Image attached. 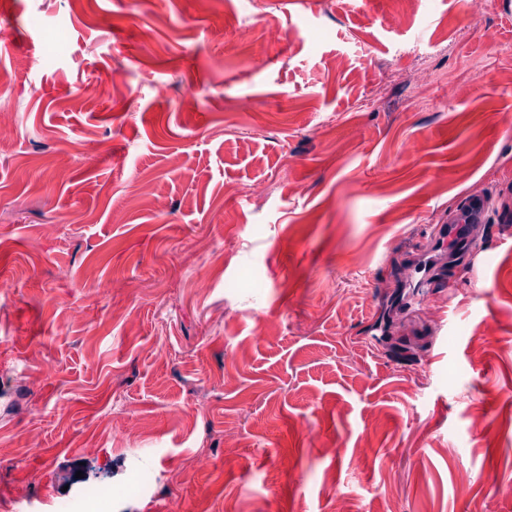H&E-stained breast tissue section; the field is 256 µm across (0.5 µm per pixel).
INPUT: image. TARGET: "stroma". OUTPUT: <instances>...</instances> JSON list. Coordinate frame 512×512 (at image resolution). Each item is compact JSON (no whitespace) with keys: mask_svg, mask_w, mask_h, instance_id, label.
I'll use <instances>...</instances> for the list:
<instances>
[{"mask_svg":"<svg viewBox=\"0 0 512 512\" xmlns=\"http://www.w3.org/2000/svg\"><path fill=\"white\" fill-rule=\"evenodd\" d=\"M0 104V512H512V0H0ZM483 213V203L479 199L472 198L459 212L457 217L448 225L435 227V233L438 240L442 243L449 240L456 246L462 245L469 227L468 224H472L480 220ZM70 512H111L112 495L102 493L97 496L81 494L68 505Z\"/></svg>","mask_w":512,"mask_h":512,"instance_id":"stroma-1","label":"stroma"}]
</instances>
